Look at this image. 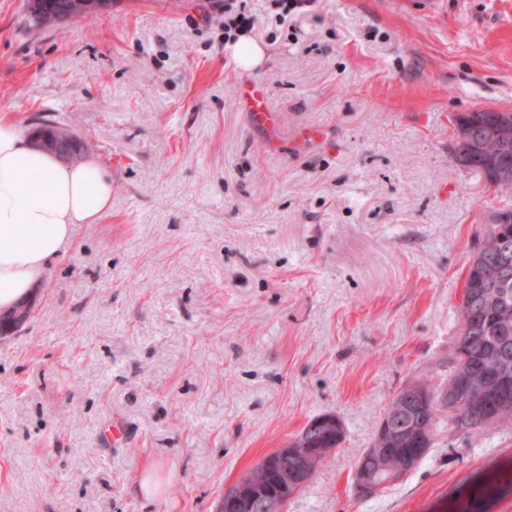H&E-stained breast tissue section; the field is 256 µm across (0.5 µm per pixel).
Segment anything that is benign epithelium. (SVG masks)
Listing matches in <instances>:
<instances>
[{"label": "benign epithelium", "instance_id": "obj_1", "mask_svg": "<svg viewBox=\"0 0 512 512\" xmlns=\"http://www.w3.org/2000/svg\"><path fill=\"white\" fill-rule=\"evenodd\" d=\"M491 117L485 122L482 132L478 133L471 124V114H461L454 120L452 159L460 167H468L474 161L483 160L486 184L499 190L512 189V108H488ZM74 140L72 134L58 131L54 135L52 152L62 160L69 159V146ZM496 143L499 154L494 158L484 157L487 142ZM483 240L499 256L505 266L512 265V252L504 248L503 237L496 223L485 225ZM480 382L477 389L443 391L437 407L451 412L467 399H473L484 409V423L490 424L496 414L493 409L501 408L503 397L507 394L512 380L500 367L499 357L490 355L479 366ZM404 404H422L427 395L416 385L404 388L400 393ZM309 430H330L342 434L340 422L333 415H324L308 425ZM305 450L296 447L291 439L277 449L276 455L266 464L276 469L279 493L268 498L263 509L266 512H285V499L280 494L288 491L298 492L306 484L309 468L304 458ZM355 490L364 497H373L382 489L372 474L360 469L354 480ZM250 481L246 478L238 482L235 489L224 491L215 507V512H240L242 501L249 496Z\"/></svg>", "mask_w": 512, "mask_h": 512}]
</instances>
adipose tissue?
I'll return each mask as SVG.
<instances>
[{"mask_svg": "<svg viewBox=\"0 0 512 512\" xmlns=\"http://www.w3.org/2000/svg\"><path fill=\"white\" fill-rule=\"evenodd\" d=\"M111 199L112 175L98 160L60 161L0 115V310L39 287L76 225L97 223Z\"/></svg>", "mask_w": 512, "mask_h": 512, "instance_id": "ef3b65f1", "label": "adipose tissue"}]
</instances>
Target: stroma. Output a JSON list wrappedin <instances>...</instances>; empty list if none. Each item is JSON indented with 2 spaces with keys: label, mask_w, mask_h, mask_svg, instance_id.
<instances>
[{
  "label": "stroma",
  "mask_w": 512,
  "mask_h": 512,
  "mask_svg": "<svg viewBox=\"0 0 512 512\" xmlns=\"http://www.w3.org/2000/svg\"><path fill=\"white\" fill-rule=\"evenodd\" d=\"M246 3L250 70L224 0L44 29L0 0V113L52 120L112 173L0 339V512H213L321 414L345 441L287 512H512L510 426L348 490L393 395L447 358L466 266L512 209L452 160L453 117L512 108V0H315L283 22ZM250 80L276 138L239 104ZM115 419L126 444L101 436ZM232 1H224V45L235 43L240 35L251 32L255 26L254 17L244 5L236 8ZM242 46H234V57L243 69L254 68L263 62L265 51L260 45L253 43Z\"/></svg>",
  "instance_id": "1"
}]
</instances>
